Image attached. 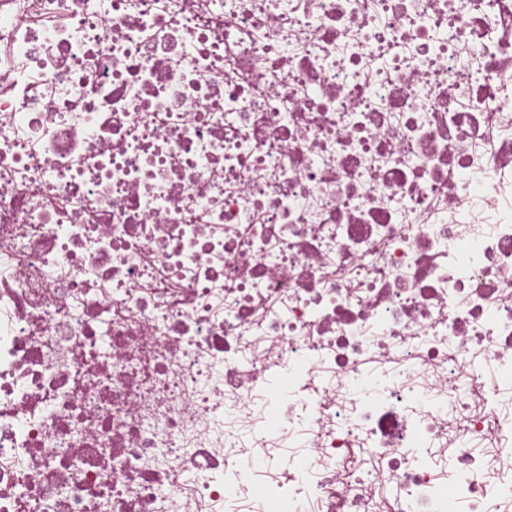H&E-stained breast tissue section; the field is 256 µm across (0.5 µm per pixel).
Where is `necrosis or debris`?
Wrapping results in <instances>:
<instances>
[{
    "label": "necrosis or debris",
    "mask_w": 512,
    "mask_h": 512,
    "mask_svg": "<svg viewBox=\"0 0 512 512\" xmlns=\"http://www.w3.org/2000/svg\"><path fill=\"white\" fill-rule=\"evenodd\" d=\"M511 392L512 0H0V512H512Z\"/></svg>",
    "instance_id": "obj_1"
}]
</instances>
